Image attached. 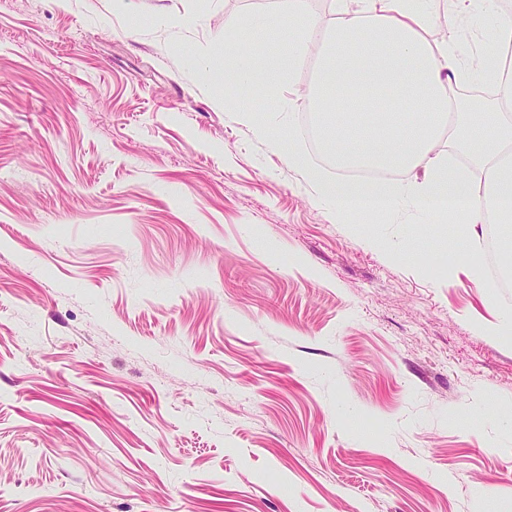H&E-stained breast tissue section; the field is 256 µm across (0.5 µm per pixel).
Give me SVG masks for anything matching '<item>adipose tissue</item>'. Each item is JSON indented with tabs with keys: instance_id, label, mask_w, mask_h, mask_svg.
Wrapping results in <instances>:
<instances>
[{
	"instance_id": "obj_1",
	"label": "adipose tissue",
	"mask_w": 512,
	"mask_h": 512,
	"mask_svg": "<svg viewBox=\"0 0 512 512\" xmlns=\"http://www.w3.org/2000/svg\"><path fill=\"white\" fill-rule=\"evenodd\" d=\"M485 0H444L436 22L430 0H332L333 27L311 14L308 0H278L254 25L252 46L229 55L225 87L262 91L282 83L299 60L298 46L322 49L318 79L303 98L316 113L325 147L341 169L392 173L424 170L398 182L332 181L290 142L274 135L258 113L239 103L241 119L282 153L335 210L338 223L375 224L410 201L435 224L512 225V17L487 16ZM486 28L480 49L461 42V20ZM466 83L495 90L493 105L474 120L451 96ZM454 125L474 149L476 175L450 166L437 148L440 128Z\"/></svg>"
}]
</instances>
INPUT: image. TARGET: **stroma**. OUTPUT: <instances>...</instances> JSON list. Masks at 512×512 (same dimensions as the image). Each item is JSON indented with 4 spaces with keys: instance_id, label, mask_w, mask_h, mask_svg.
Segmentation results:
<instances>
[{
    "instance_id": "stroma-1",
    "label": "stroma",
    "mask_w": 512,
    "mask_h": 512,
    "mask_svg": "<svg viewBox=\"0 0 512 512\" xmlns=\"http://www.w3.org/2000/svg\"><path fill=\"white\" fill-rule=\"evenodd\" d=\"M274 11L0 0V512H512L487 227L336 223L206 78Z\"/></svg>"
}]
</instances>
